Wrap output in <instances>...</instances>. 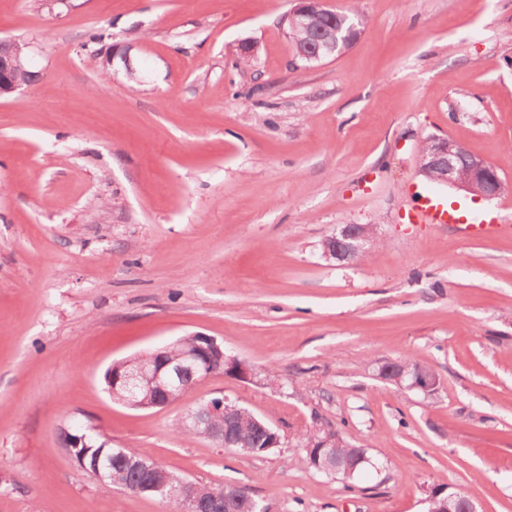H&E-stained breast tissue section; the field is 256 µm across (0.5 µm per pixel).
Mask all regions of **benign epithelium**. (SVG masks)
Returning a JSON list of instances; mask_svg holds the SVG:
<instances>
[{
  "instance_id": "benign-epithelium-1",
  "label": "benign epithelium",
  "mask_w": 512,
  "mask_h": 512,
  "mask_svg": "<svg viewBox=\"0 0 512 512\" xmlns=\"http://www.w3.org/2000/svg\"><path fill=\"white\" fill-rule=\"evenodd\" d=\"M294 6L287 19L294 27H302L313 32L324 16L326 6L322 0H293ZM134 46L126 44L119 51L105 58L104 66L113 70H122L132 81H140L136 60L132 56ZM16 57L12 53L11 41L0 40V97L15 92L21 85L16 77ZM459 143L449 138L431 137L427 139L420 159V171L430 181L446 184L486 200L496 199L504 194H512V184L504 181L495 167L486 159L470 155L467 166L458 165ZM375 239L374 227L370 224H346L336 234L323 243V256L338 262L354 261L368 251V245ZM224 344L212 336L195 335L192 345L186 347L180 356L170 360L163 351H156L151 360L141 356L112 363V397L119 399L131 409H149L168 404L172 390L184 393L190 389L189 379L200 381L215 373L213 363H219L224 373L249 381L252 372L247 364L237 356L222 352ZM155 392L152 400L139 398L140 392ZM237 406L224 397L208 401V410L188 413L186 419L201 429L204 435L219 443H224V431L212 426V416H228L230 407ZM322 452L316 468L323 472L336 469V448L328 441L318 447ZM79 467L108 488H127L122 474L111 470L107 456L98 455L90 465L80 463ZM198 483L185 477L176 479V483L167 485L144 484L136 493L169 494L177 500L185 512H197ZM444 512H481L479 505L460 491L448 493Z\"/></svg>"
}]
</instances>
